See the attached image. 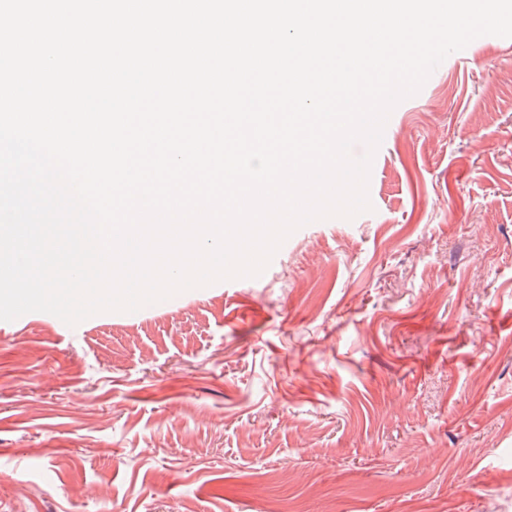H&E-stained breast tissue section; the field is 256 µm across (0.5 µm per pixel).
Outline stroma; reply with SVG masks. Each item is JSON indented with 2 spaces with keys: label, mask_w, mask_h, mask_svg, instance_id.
<instances>
[{
  "label": "stroma",
  "mask_w": 512,
  "mask_h": 512,
  "mask_svg": "<svg viewBox=\"0 0 512 512\" xmlns=\"http://www.w3.org/2000/svg\"><path fill=\"white\" fill-rule=\"evenodd\" d=\"M369 197L258 277L0 321V512H512V38L396 109Z\"/></svg>",
  "instance_id": "obj_1"
}]
</instances>
